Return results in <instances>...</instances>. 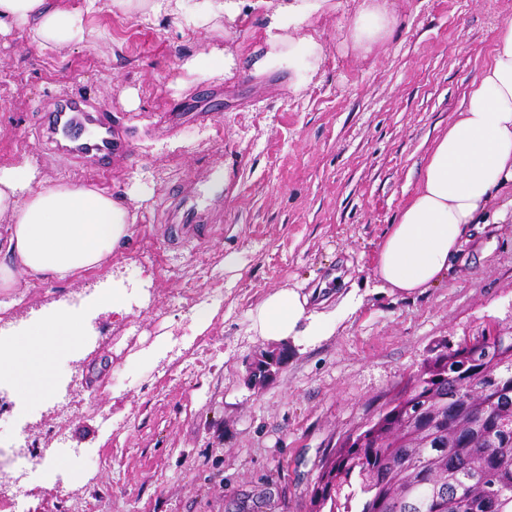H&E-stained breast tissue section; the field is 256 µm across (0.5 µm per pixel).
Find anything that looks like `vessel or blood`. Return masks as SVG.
Returning <instances> with one entry per match:
<instances>
[{
	"instance_id": "obj_1",
	"label": "vessel or blood",
	"mask_w": 512,
	"mask_h": 512,
	"mask_svg": "<svg viewBox=\"0 0 512 512\" xmlns=\"http://www.w3.org/2000/svg\"><path fill=\"white\" fill-rule=\"evenodd\" d=\"M39 135L55 145L60 157L92 161L104 170L113 158L129 151L118 133L111 108L80 95L62 99ZM170 210L181 213V229L186 234H199L210 222L205 211L178 199L173 200Z\"/></svg>"
}]
</instances>
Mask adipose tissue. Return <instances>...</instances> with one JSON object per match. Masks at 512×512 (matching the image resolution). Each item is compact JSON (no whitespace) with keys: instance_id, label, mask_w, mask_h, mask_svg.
I'll return each mask as SVG.
<instances>
[{"instance_id":"ef3b65f1","label":"adipose tissue","mask_w":512,"mask_h":512,"mask_svg":"<svg viewBox=\"0 0 512 512\" xmlns=\"http://www.w3.org/2000/svg\"><path fill=\"white\" fill-rule=\"evenodd\" d=\"M99 0L67 7L60 0H0V36L28 26L47 49L61 51L84 41L85 20ZM331 0H197L195 26L220 27L249 13L262 19V54L256 75L299 58L316 62L320 43L311 22ZM399 24L394 0H359L345 28L352 47L372 56ZM512 189V22L495 31L490 60L472 80L466 104L426 156L417 188L400 208L379 249L375 274L382 287L405 295L424 292L446 275L472 224L504 190ZM0 290L20 278L66 280L99 270L127 247L135 217L126 199L80 183L50 184L27 159L0 166ZM87 312L49 311L36 324L0 340V377L37 379L53 392L56 354L79 350ZM253 335L277 342L328 335L331 316L312 309L301 284L281 287L248 315Z\"/></svg>"}]
</instances>
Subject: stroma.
Instances as JSON below:
<instances>
[{
    "mask_svg": "<svg viewBox=\"0 0 512 512\" xmlns=\"http://www.w3.org/2000/svg\"><path fill=\"white\" fill-rule=\"evenodd\" d=\"M356 6L342 0L314 21L322 53L298 94L284 70L257 77L242 64L209 80L183 70L213 46L252 56L254 14L214 30L184 13L143 23L105 8L87 17L91 40L62 53L25 26L0 38V165L24 157L48 183L137 196L131 243L106 270L0 292L9 329L115 286L130 310L122 322L92 317L93 353L57 358L53 396L34 383L18 396L0 382V451L46 453L57 426L73 451L71 477L87 478L72 490L55 472L37 473L0 496V512H232L246 496L260 498L258 512H308L322 462L438 346L512 327V218L497 209L423 293L379 289L373 276L422 162L488 61L496 28L512 21V0H396L401 23L369 58L339 25ZM74 94L111 106L132 145L108 179L50 155L35 133L47 120L39 103ZM175 112L211 119L173 129ZM215 169L224 190L209 186ZM193 189L223 226L200 244L178 242L164 215L167 198ZM231 254L234 270L224 267ZM301 282L326 300L334 330L286 347L285 364L252 385L251 364L283 347L252 335L248 312ZM203 302L218 312L200 332L191 315ZM158 340L164 355L149 356Z\"/></svg>",
    "mask_w": 512,
    "mask_h": 512,
    "instance_id": "stroma-1",
    "label": "stroma"
}]
</instances>
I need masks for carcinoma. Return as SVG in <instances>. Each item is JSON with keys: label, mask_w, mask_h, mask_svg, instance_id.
I'll return each mask as SVG.
<instances>
[{"label": "carcinoma", "mask_w": 512, "mask_h": 512, "mask_svg": "<svg viewBox=\"0 0 512 512\" xmlns=\"http://www.w3.org/2000/svg\"><path fill=\"white\" fill-rule=\"evenodd\" d=\"M471 352L425 359L366 447L336 450L311 512H512V336Z\"/></svg>", "instance_id": "carcinoma-1"}]
</instances>
